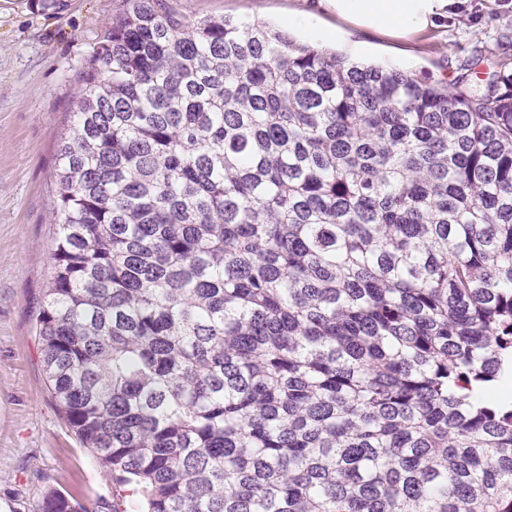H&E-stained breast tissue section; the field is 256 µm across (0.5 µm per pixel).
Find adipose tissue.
Segmentation results:
<instances>
[{"label":"adipose tissue","mask_w":512,"mask_h":512,"mask_svg":"<svg viewBox=\"0 0 512 512\" xmlns=\"http://www.w3.org/2000/svg\"><path fill=\"white\" fill-rule=\"evenodd\" d=\"M461 0H318L320 10L365 33L408 40L447 19Z\"/></svg>","instance_id":"adipose-tissue-1"}]
</instances>
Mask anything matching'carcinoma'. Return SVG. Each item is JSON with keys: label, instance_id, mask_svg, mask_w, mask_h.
<instances>
[{"label": "carcinoma", "instance_id": "obj_1", "mask_svg": "<svg viewBox=\"0 0 512 512\" xmlns=\"http://www.w3.org/2000/svg\"><path fill=\"white\" fill-rule=\"evenodd\" d=\"M480 63L476 93L120 0L38 317L97 512H512V60Z\"/></svg>", "mask_w": 512, "mask_h": 512}]
</instances>
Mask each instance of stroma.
<instances>
[{
	"label": "stroma",
	"instance_id": "stroma-1",
	"mask_svg": "<svg viewBox=\"0 0 512 512\" xmlns=\"http://www.w3.org/2000/svg\"><path fill=\"white\" fill-rule=\"evenodd\" d=\"M118 0H0V501L33 505L50 490L89 504L111 499L112 476L82 448L48 390L36 320L51 274L56 151L71 124L76 70L112 23ZM316 0H175L191 18L253 20L287 29ZM512 33V0H467L446 26L411 42L370 36L361 62L482 89L487 66L460 71L475 46Z\"/></svg>",
	"mask_w": 512,
	"mask_h": 512
}]
</instances>
